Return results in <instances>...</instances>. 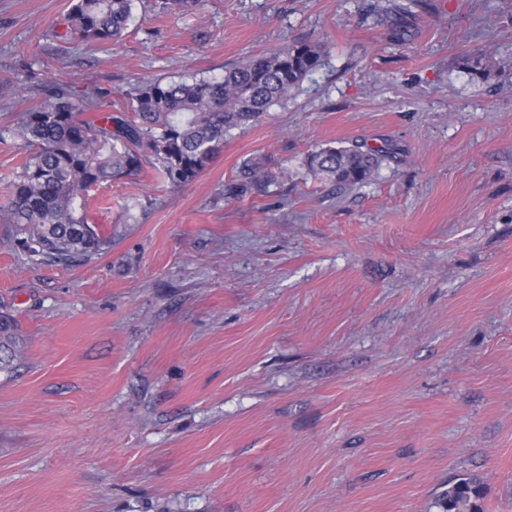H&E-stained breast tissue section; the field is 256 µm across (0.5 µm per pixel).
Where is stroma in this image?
Masks as SVG:
<instances>
[{
	"label": "stroma",
	"instance_id": "stroma-1",
	"mask_svg": "<svg viewBox=\"0 0 512 512\" xmlns=\"http://www.w3.org/2000/svg\"><path fill=\"white\" fill-rule=\"evenodd\" d=\"M134 0L120 43L59 40L71 0H0V204L49 81L122 111L298 40L326 64L193 181L93 191L72 263L0 224V512H438L449 480L512 512V0ZM493 60L471 75L469 57ZM391 151L345 190L313 150ZM266 157L280 179L228 201ZM420 1L422 0H413L408 5L394 0H388V4L380 9L378 13L379 20L383 24H387L394 41L404 43L410 37L411 19H415L416 17V12L411 8L412 5L423 8V6H420ZM275 182L276 176L268 170L265 158L252 157L243 161L231 179L225 181L224 198L238 200Z\"/></svg>",
	"mask_w": 512,
	"mask_h": 512
}]
</instances>
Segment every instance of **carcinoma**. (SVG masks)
I'll list each match as a JSON object with an SVG mask.
<instances>
[{
	"label": "carcinoma",
	"mask_w": 512,
	"mask_h": 512,
	"mask_svg": "<svg viewBox=\"0 0 512 512\" xmlns=\"http://www.w3.org/2000/svg\"><path fill=\"white\" fill-rule=\"evenodd\" d=\"M132 0H72L63 31L56 37L87 45L117 44L131 17ZM388 0L378 17L394 41L410 37L412 7ZM316 42H295L251 56L224 69L220 78L147 81L128 94L126 111L106 113L102 93L54 81L45 100L23 114L15 135L30 149L13 181L0 223L13 229L12 242L45 262H73L109 242L89 223L87 196L104 183L142 175L146 167L178 188L192 181L234 129L253 125L275 105L298 92L306 78L325 66ZM387 151L364 142L327 147L307 155L320 176L350 189L371 180ZM276 182L263 157H252L224 182V199L238 200ZM15 331L13 318L0 315V350ZM481 486L473 479L448 482L437 499L442 512H484Z\"/></svg>",
	"instance_id": "1"
}]
</instances>
